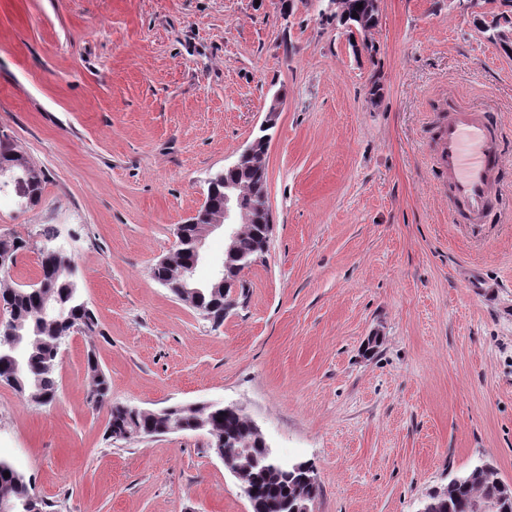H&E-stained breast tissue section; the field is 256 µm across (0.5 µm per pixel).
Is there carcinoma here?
I'll list each match as a JSON object with an SVG mask.
<instances>
[{
	"instance_id": "carcinoma-1",
	"label": "carcinoma",
	"mask_w": 512,
	"mask_h": 512,
	"mask_svg": "<svg viewBox=\"0 0 512 512\" xmlns=\"http://www.w3.org/2000/svg\"><path fill=\"white\" fill-rule=\"evenodd\" d=\"M335 11L329 20L351 33L366 32L379 24V8L373 0H331ZM488 39L512 53V21L495 20L483 27ZM15 168L24 178L25 194L37 201L43 193L46 174L25 159L4 148L0 165ZM227 179L239 185V192L249 198L266 184L267 172L262 150L243 158L237 172ZM252 223L244 225L236 241L237 256L254 262L265 253L267 213L253 208ZM200 225L184 224L181 241L175 252L159 260L152 268V277L163 284L182 302L202 309L214 321L224 319V289L215 282L186 288L178 276L179 269L192 262ZM10 299L7 317L15 324L19 336L0 330V382L12 387L32 404L42 407L52 404L59 390L58 366L53 359L56 345L64 340L63 332L73 328L80 333L97 331L93 312L80 299L73 280L70 259L60 253H41L39 269L32 283L9 288L0 294ZM87 402L97 410H106L105 434L111 441H127L162 435L168 423H179L180 430H198L201 422L211 437V450H219L228 464L244 463L241 450L250 453L248 463L250 504L252 512H295L300 502L315 499L320 493L317 474L312 463L284 460L267 450L263 435L255 432L252 421L241 410L222 405L202 408L189 405L159 411L132 410L110 400V380L99 366L94 349L86 356ZM9 477H4V473ZM0 494L9 497L21 512H51L52 505L35 491L31 478L0 458ZM499 494L497 479L486 464L451 476L439 492L428 494L431 512H470L477 497Z\"/></svg>"
}]
</instances>
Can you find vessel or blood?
<instances>
[{
  "label": "vessel or blood",
  "instance_id": "b4317fda",
  "mask_svg": "<svg viewBox=\"0 0 512 512\" xmlns=\"http://www.w3.org/2000/svg\"><path fill=\"white\" fill-rule=\"evenodd\" d=\"M438 141L451 211L474 220L484 217L491 209L504 164L499 139L485 114L449 100Z\"/></svg>",
  "mask_w": 512,
  "mask_h": 512
}]
</instances>
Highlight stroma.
<instances>
[{
  "mask_svg": "<svg viewBox=\"0 0 512 512\" xmlns=\"http://www.w3.org/2000/svg\"><path fill=\"white\" fill-rule=\"evenodd\" d=\"M379 7L351 34L329 0H0V129L47 175L34 206L0 189V237L29 243L6 284L54 228L98 321L62 348L53 405L0 384V457L53 512H252L205 432L107 439L91 350L113 403L241 409L314 464V512H419L480 461L512 484V55L479 26L512 0ZM452 95L501 136L478 231L452 221L435 161ZM276 97L268 248L217 324L151 269Z\"/></svg>",
  "mask_w": 512,
  "mask_h": 512,
  "instance_id": "1",
  "label": "stroma"
}]
</instances>
